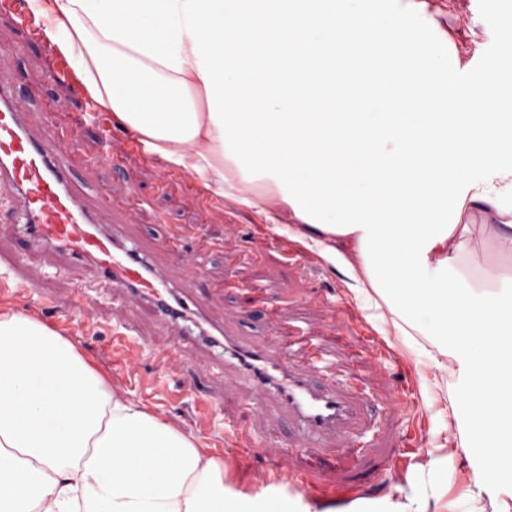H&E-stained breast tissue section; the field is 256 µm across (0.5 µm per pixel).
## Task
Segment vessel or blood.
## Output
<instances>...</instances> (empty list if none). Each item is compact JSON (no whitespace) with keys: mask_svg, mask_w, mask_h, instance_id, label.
Returning a JSON list of instances; mask_svg holds the SVG:
<instances>
[{"mask_svg":"<svg viewBox=\"0 0 512 512\" xmlns=\"http://www.w3.org/2000/svg\"><path fill=\"white\" fill-rule=\"evenodd\" d=\"M0 189L20 197L19 221L29 226L35 240L92 266L121 288L124 297L149 304L166 326L176 328L188 315H199L201 301L175 296L173 286L146 264L136 244L116 242L102 230L83 186L75 181L68 155L33 130L23 96L1 83ZM201 341L256 389L276 394L296 418L306 447H316L331 434L345 436L354 425L351 383L336 379L316 385L310 380L311 373L324 369L328 361L313 340L289 336L278 350L269 351L243 344L218 326ZM292 345L309 351L305 372L294 371L289 364Z\"/></svg>","mask_w":512,"mask_h":512,"instance_id":"obj_1","label":"vessel or blood"}]
</instances>
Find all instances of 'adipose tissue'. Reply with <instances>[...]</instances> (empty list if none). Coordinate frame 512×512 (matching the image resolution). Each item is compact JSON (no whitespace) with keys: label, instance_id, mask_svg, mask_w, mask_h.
<instances>
[{"label":"adipose tissue","instance_id":"obj_1","mask_svg":"<svg viewBox=\"0 0 512 512\" xmlns=\"http://www.w3.org/2000/svg\"><path fill=\"white\" fill-rule=\"evenodd\" d=\"M89 96L144 151L209 195L267 204L274 231L353 280L356 300L446 379L461 442L486 424L512 446V282L480 263L465 208L512 253V131L478 109L488 81L440 83L454 135L403 73L435 74L408 11L383 24L294 0H28ZM394 46L381 112L289 111L311 74L363 69L366 36ZM502 416L487 424V401ZM232 491L224 459L113 391L60 331L0 311V512H300Z\"/></svg>","mask_w":512,"mask_h":512}]
</instances>
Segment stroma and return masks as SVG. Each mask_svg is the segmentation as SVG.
I'll use <instances>...</instances> for the list:
<instances>
[{
    "mask_svg": "<svg viewBox=\"0 0 512 512\" xmlns=\"http://www.w3.org/2000/svg\"><path fill=\"white\" fill-rule=\"evenodd\" d=\"M415 16L435 21L441 37L429 51L444 67L431 82L478 85L496 77L512 102V71L498 69L512 42V0H483L486 18L472 14L469 0H397ZM58 57L40 25L20 31L0 13V82L25 98L32 124L62 150L77 155L79 178L89 180L93 198L114 203L101 213L105 226L126 220V229L155 246L154 262L166 276L205 301L208 318L226 333L260 345L278 343L295 324L336 357V372L358 378L362 406V462L339 453L328 440L321 453L334 455V469H311L304 458L287 457L301 439L287 408L271 395L249 388L233 370L212 361L198 336L181 342L176 357L159 363L147 345L159 341L161 323L143 304L122 299L111 283L66 252L19 232L16 196L0 194V310L40 318L44 306L76 307L78 321L63 334L110 380L112 388L141 402L153 414L197 437L223 457L226 482L255 494L277 478L304 474L315 489L313 512H385L388 503L423 500L428 512H491L487 495H475L469 480L478 457L448 437L451 412L444 390L422 387L416 359L385 327L373 306L357 303L346 276L310 248L291 264L277 233L259 210L224 199L206 206L194 182L146 155L132 129L113 124V158L99 146L100 133L84 118L81 84L72 75L59 82L43 77ZM138 197L122 193L124 176ZM362 313L358 324L341 319L338 307ZM127 324L142 348L132 373L119 371L109 333ZM418 445L406 448L407 438ZM351 492L352 501L337 502Z\"/></svg>",
    "mask_w": 512,
    "mask_h": 512,
    "instance_id": "35a3bbf8",
    "label": "stroma"
}]
</instances>
